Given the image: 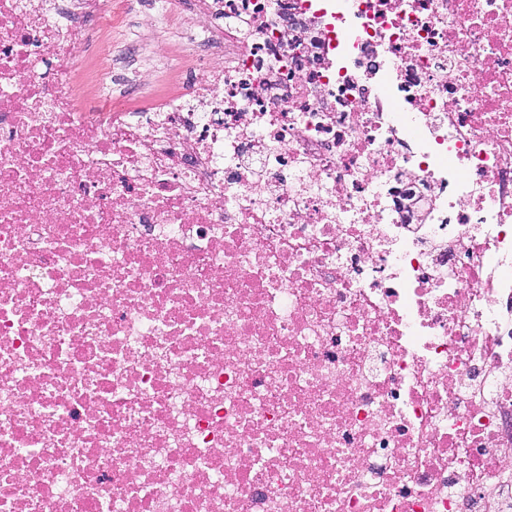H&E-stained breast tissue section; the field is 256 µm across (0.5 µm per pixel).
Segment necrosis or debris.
Returning <instances> with one entry per match:
<instances>
[{
    "label": "necrosis or debris",
    "instance_id": "obj_1",
    "mask_svg": "<svg viewBox=\"0 0 512 512\" xmlns=\"http://www.w3.org/2000/svg\"><path fill=\"white\" fill-rule=\"evenodd\" d=\"M121 2L0 0V512H512V0H164L85 97Z\"/></svg>",
    "mask_w": 512,
    "mask_h": 512
}]
</instances>
